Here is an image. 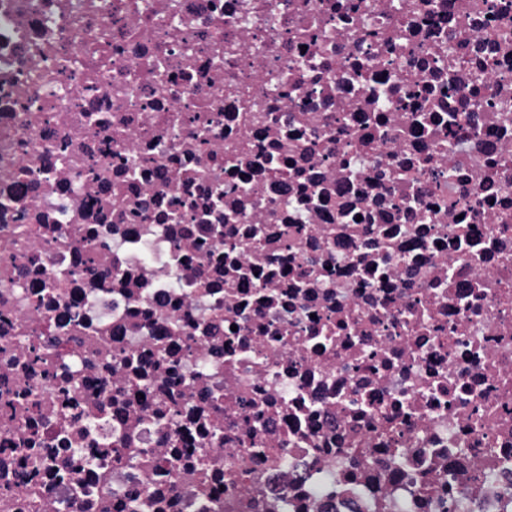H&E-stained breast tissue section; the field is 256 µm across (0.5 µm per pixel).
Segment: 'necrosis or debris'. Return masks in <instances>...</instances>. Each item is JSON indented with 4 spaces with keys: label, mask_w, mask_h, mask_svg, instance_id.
Segmentation results:
<instances>
[{
    "label": "necrosis or debris",
    "mask_w": 512,
    "mask_h": 512,
    "mask_svg": "<svg viewBox=\"0 0 512 512\" xmlns=\"http://www.w3.org/2000/svg\"><path fill=\"white\" fill-rule=\"evenodd\" d=\"M512 512V0H0V512Z\"/></svg>",
    "instance_id": "obj_1"
}]
</instances>
